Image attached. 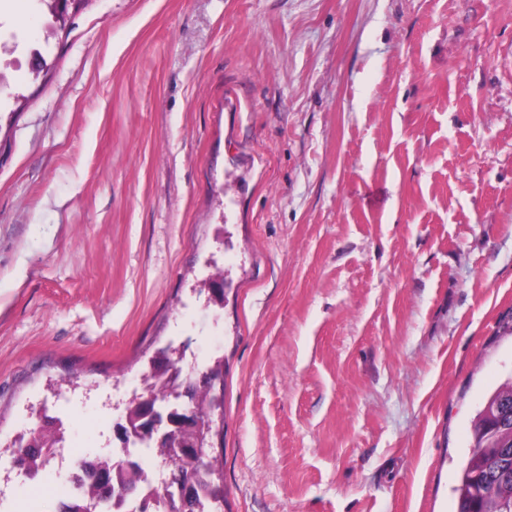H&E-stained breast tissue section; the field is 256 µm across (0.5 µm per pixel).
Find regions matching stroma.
I'll use <instances>...</instances> for the list:
<instances>
[{
	"label": "stroma",
	"mask_w": 512,
	"mask_h": 512,
	"mask_svg": "<svg viewBox=\"0 0 512 512\" xmlns=\"http://www.w3.org/2000/svg\"><path fill=\"white\" fill-rule=\"evenodd\" d=\"M0 99V512L159 351L224 363L212 512H455L512 377V0H75ZM60 430H44L37 435L34 434V430L27 438L22 437L18 447L13 452L12 466L14 467L18 458L24 457L26 463L28 462L26 475L38 472L40 467L43 468L45 465L41 458L42 448L46 447V445L52 447L55 443L62 440L63 432H60ZM31 436L32 438L30 439Z\"/></svg>",
	"instance_id": "35a3bbf8"
}]
</instances>
